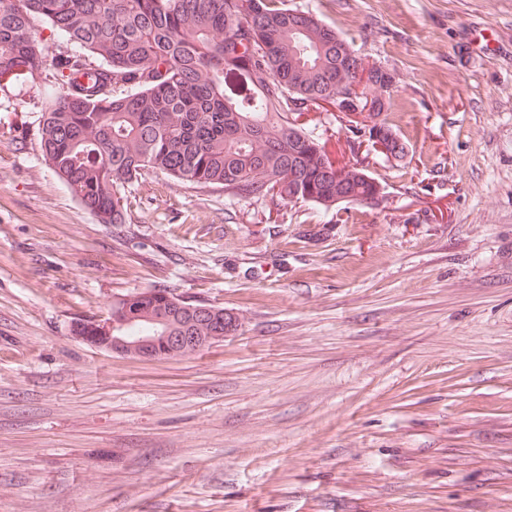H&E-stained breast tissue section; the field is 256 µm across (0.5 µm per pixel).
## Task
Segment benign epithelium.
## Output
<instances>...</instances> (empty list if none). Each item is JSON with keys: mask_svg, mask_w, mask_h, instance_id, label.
Returning a JSON list of instances; mask_svg holds the SVG:
<instances>
[{"mask_svg": "<svg viewBox=\"0 0 512 512\" xmlns=\"http://www.w3.org/2000/svg\"><path fill=\"white\" fill-rule=\"evenodd\" d=\"M369 75L370 70L368 69L356 72L355 81L348 87V97L352 98L356 104L355 115L364 118V123L371 127L374 124L373 118L378 112L379 104L360 101L361 92ZM370 142L374 150L390 157L394 156L395 150L392 149V144L395 142L394 137L375 134ZM141 299H143L141 295L125 296L115 302L113 309L102 318L76 320L72 325L75 338L88 346L113 354L157 361L161 356L176 349L204 348L210 342V338L206 336H189L185 331L177 329L172 323L175 316L186 313L201 319L220 321L225 314V311L215 305L207 303L187 305L183 300L168 295L166 302L171 314L165 316L160 313L151 318L149 324L152 325V328L146 333L126 336L124 331L142 321L137 307V303Z\"/></svg>", "mask_w": 512, "mask_h": 512, "instance_id": "obj_1", "label": "benign epithelium"}]
</instances>
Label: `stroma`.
<instances>
[{
    "mask_svg": "<svg viewBox=\"0 0 512 512\" xmlns=\"http://www.w3.org/2000/svg\"><path fill=\"white\" fill-rule=\"evenodd\" d=\"M394 74L406 145L339 210L161 173L103 224L0 89V512H512V0H297ZM163 289L239 320L147 361L76 319Z\"/></svg>",
    "mask_w": 512,
    "mask_h": 512,
    "instance_id": "35a3bbf8",
    "label": "stroma"
}]
</instances>
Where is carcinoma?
Instances as JSON below:
<instances>
[{"mask_svg":"<svg viewBox=\"0 0 512 512\" xmlns=\"http://www.w3.org/2000/svg\"><path fill=\"white\" fill-rule=\"evenodd\" d=\"M71 48L45 55L33 20ZM347 53H338L336 42ZM359 56L291 0H0V84L54 85L39 123L46 161L104 224L124 219L122 189L149 173L231 198L336 205V187L362 202L382 194L352 164L326 180L333 158L299 118L349 84ZM393 82L368 78L371 100ZM141 316L161 310L155 290Z\"/></svg>","mask_w":512,"mask_h":512,"instance_id":"cac0c4a2","label":"carcinoma"}]
</instances>
